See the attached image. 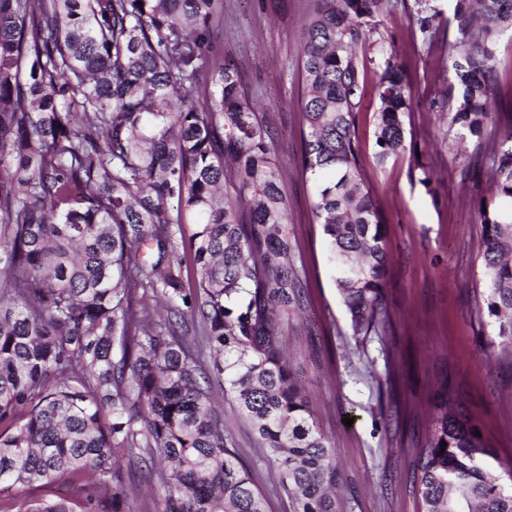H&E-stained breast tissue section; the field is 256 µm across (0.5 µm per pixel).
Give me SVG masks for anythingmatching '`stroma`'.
<instances>
[{
  "mask_svg": "<svg viewBox=\"0 0 512 512\" xmlns=\"http://www.w3.org/2000/svg\"><path fill=\"white\" fill-rule=\"evenodd\" d=\"M311 11L312 0H224V25L213 38L238 68L282 149L281 188L307 295V309L292 322L284 347L335 450L343 479L341 510L423 512L412 484L411 438L428 426L429 382L439 371L457 384L464 408L499 461L512 462V361L485 358L483 350L494 336L476 313L475 294L483 283L477 260L481 226L473 202L485 190L473 170L477 142L468 139L464 156H457V132L441 106L451 79L445 41L426 49L409 39L405 16L385 18L365 53L375 59L384 49L405 62L416 89L412 141L438 180L429 189L420 183L415 155L377 164L378 101L367 96L358 130L365 174L387 218L392 266L386 299L394 326L386 336H355L313 214V178L295 162L302 140L297 60ZM218 404L232 448L250 468L268 512H288L278 470L263 456L251 426L230 395L219 394ZM123 472L129 512H163L164 491L150 465L127 462ZM57 494L81 498L76 484L65 478L35 489L0 486V501L10 512H27L32 501Z\"/></svg>",
  "mask_w": 512,
  "mask_h": 512,
  "instance_id": "1",
  "label": "stroma"
}]
</instances>
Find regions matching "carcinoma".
Segmentation results:
<instances>
[{
	"mask_svg": "<svg viewBox=\"0 0 512 512\" xmlns=\"http://www.w3.org/2000/svg\"><path fill=\"white\" fill-rule=\"evenodd\" d=\"M448 10L313 0L298 164L315 179L313 213L354 335L389 331L387 220L358 137L363 47L399 11L427 46L453 26L448 125L478 141L487 178L475 203L477 315L512 351V131L499 121L496 59L512 40V0ZM222 25L224 0H0V281L13 285L0 295V484L86 474L82 512H126L121 460L144 454L164 512H266L224 433L212 373L279 468L292 512H338L335 449L284 356L305 288L279 149L237 68L217 57L210 33ZM374 75L383 165L407 150L414 91L391 54ZM139 290L163 299V321L133 307ZM203 348L209 372L195 358ZM428 403L425 437L412 441L424 512H512V468L506 481L490 473L493 450L448 378ZM28 512L76 510L59 497Z\"/></svg>",
	"mask_w": 512,
	"mask_h": 512,
	"instance_id": "1",
	"label": "carcinoma"
}]
</instances>
